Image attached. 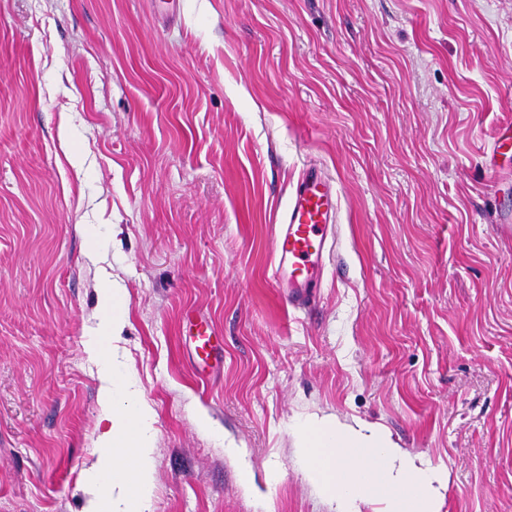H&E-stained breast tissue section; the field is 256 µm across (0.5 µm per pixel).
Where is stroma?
I'll list each match as a JSON object with an SVG mask.
<instances>
[{
    "mask_svg": "<svg viewBox=\"0 0 512 512\" xmlns=\"http://www.w3.org/2000/svg\"><path fill=\"white\" fill-rule=\"evenodd\" d=\"M509 123L512 0H0V512H84L105 273L150 512H335L293 437L329 415L446 473L440 512H512ZM310 163L339 222L299 312L270 274Z\"/></svg>",
    "mask_w": 512,
    "mask_h": 512,
    "instance_id": "35a3bbf8",
    "label": "stroma"
}]
</instances>
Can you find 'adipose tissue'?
I'll list each match as a JSON object with an SVG mask.
<instances>
[{"label":"adipose tissue","mask_w":512,"mask_h":512,"mask_svg":"<svg viewBox=\"0 0 512 512\" xmlns=\"http://www.w3.org/2000/svg\"><path fill=\"white\" fill-rule=\"evenodd\" d=\"M99 399L109 427L98 437L102 455L93 479L124 488L122 512H147L151 413L125 403L108 371ZM296 445L307 478L335 501L336 512H361L373 500L384 501L386 512H437L444 473L400 448L382 429L325 416L298 426Z\"/></svg>","instance_id":"adipose-tissue-1"}]
</instances>
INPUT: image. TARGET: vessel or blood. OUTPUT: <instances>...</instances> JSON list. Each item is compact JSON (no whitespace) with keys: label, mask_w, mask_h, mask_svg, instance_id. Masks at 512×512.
Returning <instances> with one entry per match:
<instances>
[{"label":"vessel or blood","mask_w":512,"mask_h":512,"mask_svg":"<svg viewBox=\"0 0 512 512\" xmlns=\"http://www.w3.org/2000/svg\"><path fill=\"white\" fill-rule=\"evenodd\" d=\"M336 189L321 167L307 165L289 198L274 240L271 277L293 308H309L338 222Z\"/></svg>","instance_id":"obj_1"}]
</instances>
